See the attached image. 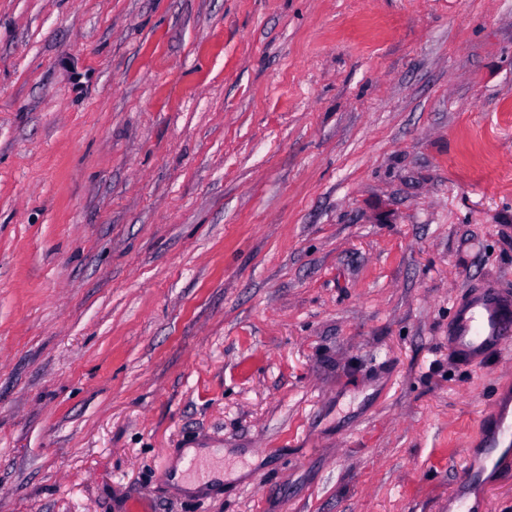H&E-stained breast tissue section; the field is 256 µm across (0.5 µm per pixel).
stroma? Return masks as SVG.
Instances as JSON below:
<instances>
[{
  "label": "stroma",
  "instance_id": "obj_1",
  "mask_svg": "<svg viewBox=\"0 0 512 512\" xmlns=\"http://www.w3.org/2000/svg\"><path fill=\"white\" fill-rule=\"evenodd\" d=\"M481 283L512 0H0V512H448L512 386L448 351Z\"/></svg>",
  "mask_w": 512,
  "mask_h": 512
}]
</instances>
